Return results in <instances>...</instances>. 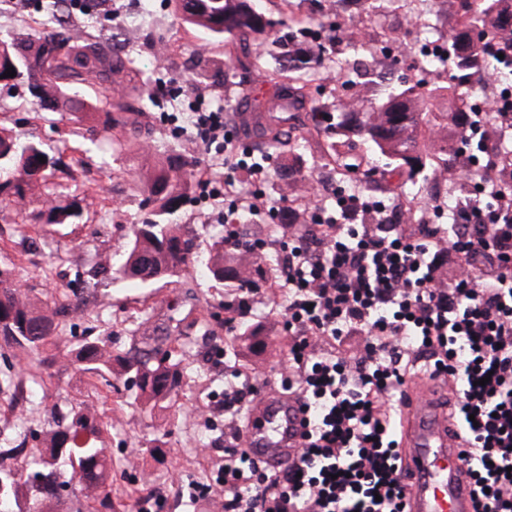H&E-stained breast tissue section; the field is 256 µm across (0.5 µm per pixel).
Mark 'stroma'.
Instances as JSON below:
<instances>
[{"label": "stroma", "instance_id": "obj_1", "mask_svg": "<svg viewBox=\"0 0 512 512\" xmlns=\"http://www.w3.org/2000/svg\"><path fill=\"white\" fill-rule=\"evenodd\" d=\"M281 0H255L267 16L277 19L289 14L295 21L318 16L325 23L319 39L329 54L315 74L301 109L288 113L284 127L292 144L271 156L272 168L288 166L293 177L283 182L276 176L262 181L261 190L278 204L304 211L312 182L325 178L327 166L346 165L351 179L343 181L346 191L394 203L410 201L418 222L450 223L449 210L433 212L427 203L431 193L426 183L403 185L397 172L384 169L367 146L350 149L332 143L325 134L311 130L307 113L317 104L338 112L348 100L364 108L378 102L388 84L404 75L432 89L448 85L444 67L421 64L416 48L428 39L423 19H407L405 9L389 8L371 12L338 0L334 9H325L322 0H290L282 10ZM142 14L140 42L136 48L152 74L155 97L152 112L144 122L153 129L163 126V116L178 111L174 141L156 137L152 149L138 144L117 147L110 135L101 132L98 121L84 113L37 112L27 84L0 85V129L6 128L21 140L43 143L60 156L62 164L46 185L29 191L25 205L0 200V268L10 270L21 289L44 301L51 295L78 293L77 311L62 319L63 329L50 348L56 363L43 372L41 385L28 381L33 357L28 352L0 341V378L11 377L10 387L0 388V446L32 447L33 436L47 428L52 411H67L82 403L112 427L101 444L112 457V502L115 512H132L138 498L154 494L163 498L164 512H199L190 499L193 483L205 480L211 457L224 447V378L240 368L255 377L260 388L273 387L281 362L288 354V331L273 297H265L249 315L248 321L260 335V345L233 341L225 321L238 319L230 309L231 295L204 272L206 245L223 233L220 215L223 201L206 202L201 196L181 208L177 221L190 232L200 251L170 283L138 285L114 281L107 275H94L99 263L119 265L129 245L128 228L144 213L142 199L147 195L155 168L165 163L166 143L196 167H204L208 157L196 147V131L188 120L182 93L194 89L215 103L230 105L231 122H238V106L265 88L260 71L228 76L216 70L213 77L191 85L189 66L199 58L215 61L235 58L230 41H215L199 30L182 24L173 0H112L108 19L97 30L110 36L130 12ZM364 42L367 51L354 53V42ZM402 44L398 57L386 53L389 42ZM366 71L354 91L343 89L338 78L340 64ZM65 207L79 203L82 215L72 224L45 225L31 221L32 213L45 201ZM191 316L178 348L183 373L176 400L157 404L140 402L135 391L104 384H91L69 365L66 357L85 336L108 339L113 353H126L133 344V330L142 322L165 329L170 320ZM28 417V428L17 426ZM162 438V450H155V438Z\"/></svg>", "mask_w": 512, "mask_h": 512}]
</instances>
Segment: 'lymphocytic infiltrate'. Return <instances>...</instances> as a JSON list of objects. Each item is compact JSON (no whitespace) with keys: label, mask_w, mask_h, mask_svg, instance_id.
Segmentation results:
<instances>
[{"label":"lymphocytic infiltrate","mask_w":512,"mask_h":512,"mask_svg":"<svg viewBox=\"0 0 512 512\" xmlns=\"http://www.w3.org/2000/svg\"><path fill=\"white\" fill-rule=\"evenodd\" d=\"M192 121L225 169L223 183L204 174L198 187L230 198L233 214L272 210L288 230L276 259L290 335L280 379L312 417L295 459L277 469L226 442L192 499H222L224 512H405L392 423L420 375L451 389L476 512H512V192L500 188L512 164L494 167L485 196L456 199L448 225L408 232L398 205L342 192L315 196L301 224L248 191L269 171L238 152L223 105L197 100Z\"/></svg>","instance_id":"f902f5d3"}]
</instances>
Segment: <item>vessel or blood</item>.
I'll use <instances>...</instances> for the list:
<instances>
[{
    "mask_svg": "<svg viewBox=\"0 0 512 512\" xmlns=\"http://www.w3.org/2000/svg\"><path fill=\"white\" fill-rule=\"evenodd\" d=\"M395 428L402 432L403 466L412 474L407 512H473L463 480V435L434 401L430 388L407 381ZM307 415L294 396L267 389L250 403L240 444L272 465L291 460L303 442Z\"/></svg>",
    "mask_w": 512,
    "mask_h": 512,
    "instance_id": "b4317fda",
    "label": "vessel or blood"
}]
</instances>
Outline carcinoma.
<instances>
[{
  "label": "carcinoma",
  "mask_w": 512,
  "mask_h": 512,
  "mask_svg": "<svg viewBox=\"0 0 512 512\" xmlns=\"http://www.w3.org/2000/svg\"><path fill=\"white\" fill-rule=\"evenodd\" d=\"M182 23L206 33L214 40L229 39L241 52L243 68L264 70L266 81L274 89L276 104L263 94L253 96L241 109L242 121L253 125L266 145L277 150L287 144L289 133L279 123L277 112H289L303 98L312 81V67L296 61L289 67L264 66L259 57H251L252 39L274 34L271 58L276 47L289 40L286 23L255 10L248 0H175ZM71 0H43L42 31L38 37L10 43V54H0V76L12 67L16 78L28 81L33 104L47 112L101 111L102 131L114 135L141 137L148 140L151 129L138 124L137 118L151 104L148 83L142 81L139 56L121 52L114 38H101L89 32L79 35L70 28ZM460 31L451 38L443 53L428 59V64H453L464 73L475 62L484 60L489 43L487 32L500 31L512 40V0H460ZM87 85L108 92L95 104L82 98ZM427 92L419 82L404 81L385 91L381 104L364 112L325 113L316 109L309 115L312 129L333 136L352 135L371 144L386 165L401 169L406 179L430 166L448 168V146H443L426 160L420 149V129L434 119H461L446 112H420ZM45 158L40 162L39 158ZM61 164L42 144L19 145L17 138L0 131V169L10 167L17 177L0 184L14 201L26 200L32 186L45 179L48 172ZM194 172L189 164L173 154L152 179L149 196L144 201L145 217L130 227L131 241L125 261L113 274L118 278L142 282L178 275L194 259L193 243L183 237L173 216L188 201ZM47 216L49 224H65L77 212L48 204L33 215L39 221ZM206 269L212 279L226 288H239L245 281L257 283L264 271L254 261L248 271L238 262L224 263V238L212 240ZM77 306L68 298L52 301L37 309L30 298L14 284L11 273L0 270V338L4 342L27 348L38 355L29 372V381H41L40 369L51 364L45 354L58 336L63 309ZM181 323L169 327L168 335L145 337L144 347L123 355H114L101 339L86 340L71 350L68 362L90 377L112 374L114 364L122 366L126 383L136 389L138 398L149 402L173 400L178 396V379L171 366L155 359L154 354L167 342L180 339ZM104 421L90 410L77 405L71 408L65 423L46 432L43 448H0V502L18 507V512H50L53 501L79 484V494L100 502L112 501V456L98 446Z\"/></svg>",
  "instance_id": "cac0c4a2"
}]
</instances>
